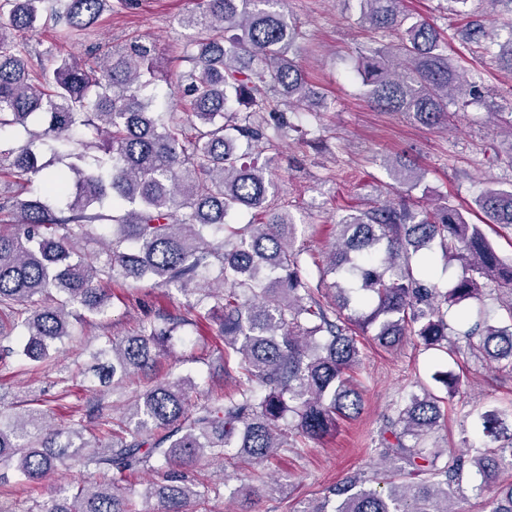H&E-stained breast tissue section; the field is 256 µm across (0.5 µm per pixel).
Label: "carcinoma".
<instances>
[{"mask_svg": "<svg viewBox=\"0 0 512 512\" xmlns=\"http://www.w3.org/2000/svg\"><path fill=\"white\" fill-rule=\"evenodd\" d=\"M358 20L393 45L359 51L363 96L386 112L429 126L448 123L450 107L485 103L482 88L448 57V43L425 19L403 13L400 0H356ZM0 130L30 129L29 143L0 149V173L26 182L41 177L55 198H14L13 231H0V337L15 335L3 352L50 363L72 336V319L105 314L104 283L149 279L190 298L175 317L143 321L136 334L107 339L90 352L98 386L123 383L149 370L178 330L211 319L224 341L229 394L209 396L189 410L190 380L156 382L128 401L119 417L98 400L66 424L50 408L0 414V486L9 471L27 483L78 467L103 481L60 485L44 512H137L125 473L150 470L163 481L149 489L154 512H186L190 498L206 504L189 474L203 459L258 469L255 483L230 488L239 512L271 489L261 469L299 440H317L362 409L358 337L396 349L413 341L453 358L468 353L512 373V264L504 262L478 224L448 204L418 209L385 202L336 221L330 272L334 302L316 299L301 273L296 219L271 211L276 185L267 167L245 162L240 144H271L299 131L287 112H319L324 97L299 62L302 32L287 0H196L182 16L193 30L191 68L172 79L155 42L135 38L96 50L85 61L68 55L34 69L26 34L46 24L78 38L112 9V0H0ZM489 32L475 17L462 37L479 47ZM162 82L178 91L181 112L153 111L143 94ZM80 133L100 154L73 148ZM60 164L38 161L36 150ZM397 184L418 188L424 171L405 157L390 167ZM112 197L121 215L97 210ZM487 222L512 226V186L488 181L473 199ZM267 214L258 224L228 227L234 211ZM110 223H104V220ZM458 262L461 275L442 289L431 280L435 249ZM491 286L506 318L470 316L469 306ZM432 378L454 394L460 377ZM444 400L432 389L403 395L386 420L375 474L336 484L303 512H455L448 492L465 471L488 496L490 512H512V404L473 406L462 423L473 427L474 453L429 443Z\"/></svg>", "mask_w": 512, "mask_h": 512, "instance_id": "obj_1", "label": "carcinoma"}]
</instances>
